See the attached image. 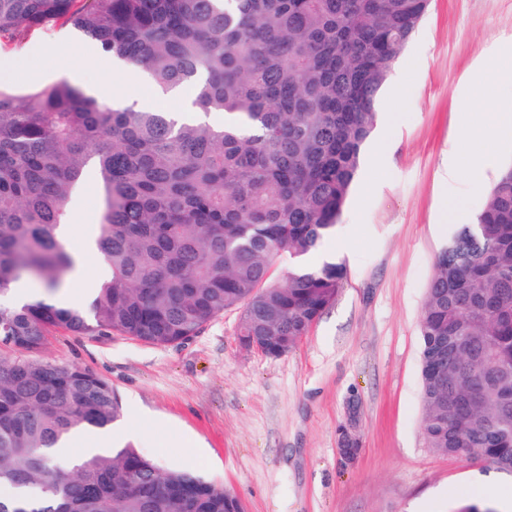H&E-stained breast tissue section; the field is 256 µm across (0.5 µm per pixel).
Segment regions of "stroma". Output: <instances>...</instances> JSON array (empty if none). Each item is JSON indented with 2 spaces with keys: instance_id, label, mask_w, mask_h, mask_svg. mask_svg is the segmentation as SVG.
<instances>
[{
  "instance_id": "stroma-1",
  "label": "stroma",
  "mask_w": 512,
  "mask_h": 512,
  "mask_svg": "<svg viewBox=\"0 0 512 512\" xmlns=\"http://www.w3.org/2000/svg\"><path fill=\"white\" fill-rule=\"evenodd\" d=\"M59 22L0 46V63L28 60L17 91L108 70L90 39ZM512 45V0H432L378 103L376 129L342 219L321 250L346 267L332 306L287 355L239 340V311L197 336L153 346L108 331H52L40 359L80 366L108 382L125 440L163 466L199 473L234 493L245 512H458L472 501L499 507L512 477L482 458L428 448L420 432L418 332L433 263L460 227L451 207L476 217L512 140L484 176L449 178L464 122L512 109V79L489 69ZM101 215L95 175L66 224L90 236ZM361 412L355 460L339 453L349 402Z\"/></svg>"
}]
</instances>
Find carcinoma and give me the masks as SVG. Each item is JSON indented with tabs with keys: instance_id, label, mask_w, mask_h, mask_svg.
Here are the masks:
<instances>
[{
	"instance_id": "carcinoma-1",
	"label": "carcinoma",
	"mask_w": 512,
	"mask_h": 512,
	"mask_svg": "<svg viewBox=\"0 0 512 512\" xmlns=\"http://www.w3.org/2000/svg\"><path fill=\"white\" fill-rule=\"evenodd\" d=\"M430 0H0V41L58 21L224 121L117 109L66 80L0 84V487L25 512H244L223 486L130 445L62 469L51 448L120 415L111 386L34 357L51 328L155 346L239 309V335L293 350L346 276L305 260L340 223L378 122L377 100ZM94 166L93 242L112 275L88 307L12 304L14 283L58 288L73 189ZM288 259V275L271 269ZM427 447L512 476V165L435 260L419 321Z\"/></svg>"
}]
</instances>
